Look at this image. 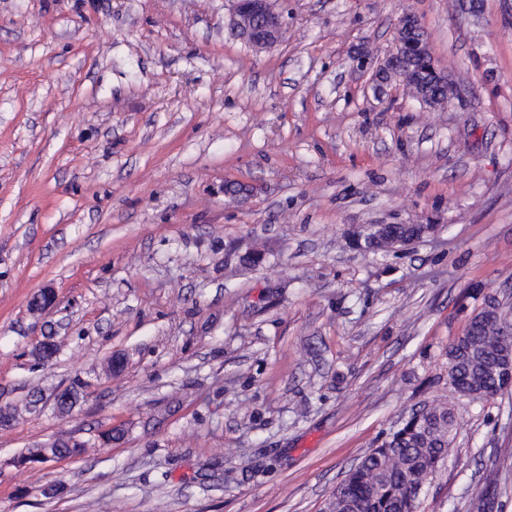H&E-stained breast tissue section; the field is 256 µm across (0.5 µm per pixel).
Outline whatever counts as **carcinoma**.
Listing matches in <instances>:
<instances>
[{"label": "carcinoma", "mask_w": 512, "mask_h": 512, "mask_svg": "<svg viewBox=\"0 0 512 512\" xmlns=\"http://www.w3.org/2000/svg\"><path fill=\"white\" fill-rule=\"evenodd\" d=\"M422 81L432 87L438 101L448 100V84L430 71ZM395 231L406 242L433 231L429 224H397ZM481 315L486 322L468 328L446 351L451 368V389L457 393L500 382L497 369L502 354L512 352V335L502 332L503 317L489 297ZM456 434L454 407L447 401L413 410L399 427L369 449L350 468L323 506V512H417L420 499L438 467L448 456Z\"/></svg>", "instance_id": "obj_1"}]
</instances>
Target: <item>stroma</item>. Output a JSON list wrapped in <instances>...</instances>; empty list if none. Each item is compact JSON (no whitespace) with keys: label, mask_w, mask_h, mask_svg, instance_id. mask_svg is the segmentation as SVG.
<instances>
[{"label":"stroma","mask_w":512,"mask_h":512,"mask_svg":"<svg viewBox=\"0 0 512 512\" xmlns=\"http://www.w3.org/2000/svg\"><path fill=\"white\" fill-rule=\"evenodd\" d=\"M459 3L276 0L257 52L230 0H0V512H320L447 399L449 344L512 313V0ZM406 12L459 84L433 111L352 62ZM363 224L437 230L365 255ZM454 408L419 512L491 470L512 512V393Z\"/></svg>","instance_id":"obj_1"}]
</instances>
